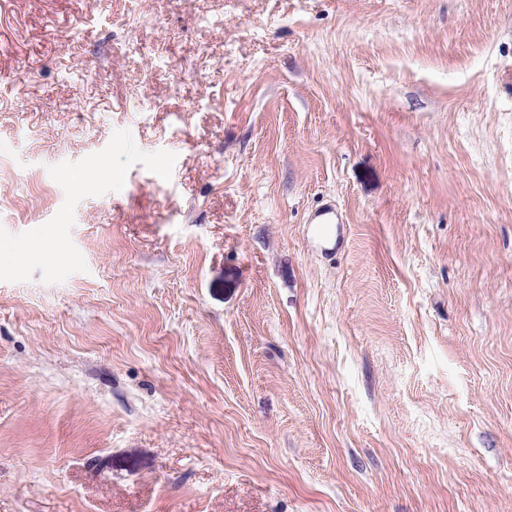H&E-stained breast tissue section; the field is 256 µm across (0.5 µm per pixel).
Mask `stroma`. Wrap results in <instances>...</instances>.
<instances>
[{"instance_id":"1","label":"stroma","mask_w":512,"mask_h":512,"mask_svg":"<svg viewBox=\"0 0 512 512\" xmlns=\"http://www.w3.org/2000/svg\"><path fill=\"white\" fill-rule=\"evenodd\" d=\"M4 241L0 512H512V0H0ZM306 224H310L309 228L315 233L337 224L336 228L340 233V224H345V221L341 213L336 210V206L334 204L324 203L308 215Z\"/></svg>"}]
</instances>
